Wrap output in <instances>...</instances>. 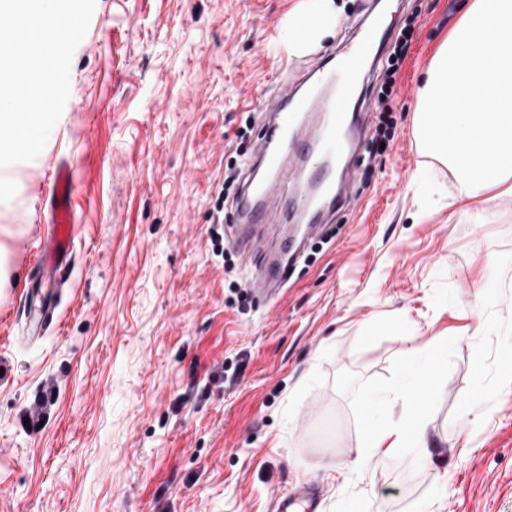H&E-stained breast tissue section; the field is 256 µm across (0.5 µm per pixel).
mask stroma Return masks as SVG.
I'll list each match as a JSON object with an SVG mask.
<instances>
[{
	"mask_svg": "<svg viewBox=\"0 0 512 512\" xmlns=\"http://www.w3.org/2000/svg\"><path fill=\"white\" fill-rule=\"evenodd\" d=\"M468 0H96L70 95L42 152L5 167L0 250V512H274L299 483L316 512H512V195L457 202L459 174L419 138L417 89ZM419 26L392 103L395 136L356 166L351 205L287 288L249 293L256 269L213 212L230 158L251 154L280 87L295 89L367 28ZM297 16L319 29L290 55ZM74 177V249L53 333L23 336L50 220L54 166ZM498 259L482 277L486 256ZM247 289L227 306V282ZM481 282L483 305H472ZM438 340L429 451L352 466L375 403ZM53 391L39 428L24 414Z\"/></svg>",
	"mask_w": 512,
	"mask_h": 512,
	"instance_id": "stroma-1",
	"label": "stroma"
}]
</instances>
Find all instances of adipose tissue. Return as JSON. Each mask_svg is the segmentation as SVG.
Returning <instances> with one entry per match:
<instances>
[{
  "mask_svg": "<svg viewBox=\"0 0 512 512\" xmlns=\"http://www.w3.org/2000/svg\"><path fill=\"white\" fill-rule=\"evenodd\" d=\"M444 113L451 117L447 142L427 130L428 119ZM416 129L432 155L458 170L459 203L512 194V0H472L422 79ZM434 375L426 365L401 388L417 401L415 412L404 424L368 431L353 460L358 469L399 448H427L428 408L420 398Z\"/></svg>",
  "mask_w": 512,
  "mask_h": 512,
  "instance_id": "obj_1",
  "label": "adipose tissue"
}]
</instances>
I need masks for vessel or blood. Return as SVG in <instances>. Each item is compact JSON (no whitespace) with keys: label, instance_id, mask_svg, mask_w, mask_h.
<instances>
[{"label":"vessel or blood","instance_id":"obj_1","mask_svg":"<svg viewBox=\"0 0 512 512\" xmlns=\"http://www.w3.org/2000/svg\"><path fill=\"white\" fill-rule=\"evenodd\" d=\"M383 41L382 31L369 30L361 42L349 46L344 68L327 76L308 98L298 99L281 90L271 100L258 152L248 162L236 201L231 235L240 251L250 254L258 250L260 230L266 224L294 221L307 239L323 233L326 212L341 202L336 193V170L326 157L336 153L351 157L359 148L363 124L360 113L349 109L350 97L357 81L367 74L370 47ZM294 165L310 171L300 190L289 184ZM72 191L71 169L59 163L51 191V228L38 256L45 275L52 278L74 247ZM295 243V238L283 237L277 249L262 259V271L252 282L254 293L270 297L278 292L288 276ZM314 495V490L306 487L279 495L276 512H296L300 507L311 512Z\"/></svg>","mask_w":512,"mask_h":512}]
</instances>
